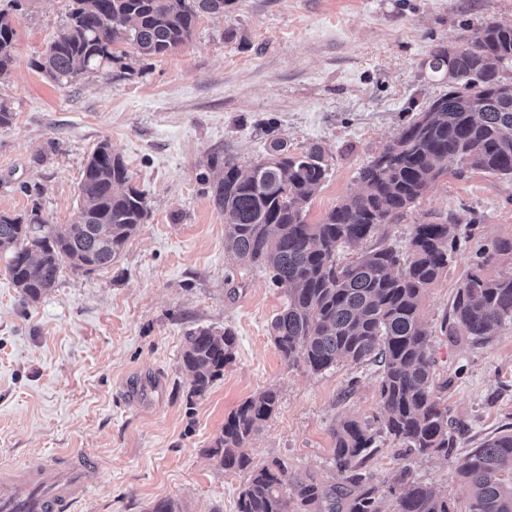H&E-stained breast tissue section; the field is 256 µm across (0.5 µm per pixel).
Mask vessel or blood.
<instances>
[{
  "label": "vessel or blood",
  "instance_id": "vessel-or-blood-1",
  "mask_svg": "<svg viewBox=\"0 0 512 512\" xmlns=\"http://www.w3.org/2000/svg\"><path fill=\"white\" fill-rule=\"evenodd\" d=\"M89 457L57 456L18 471L0 473V512H72L86 493Z\"/></svg>",
  "mask_w": 512,
  "mask_h": 512
}]
</instances>
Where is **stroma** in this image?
I'll list each match as a JSON object with an SVG mask.
<instances>
[{"label":"stroma","mask_w":512,"mask_h":512,"mask_svg":"<svg viewBox=\"0 0 512 512\" xmlns=\"http://www.w3.org/2000/svg\"><path fill=\"white\" fill-rule=\"evenodd\" d=\"M68 5L0 0L17 31L0 78L15 114L0 129V212L37 204L52 222H72L82 170L105 141L148 215L112 267H64L34 304L22 303L0 258V472L82 452L96 467L75 512H151L161 500L181 512H236L247 475L224 471L210 450L227 417L270 389L276 407L247 452L257 465L284 462L286 487L312 481L340 503L356 495L333 462L332 430L352 417L376 433L366 469L383 512L395 510L389 487L402 472L465 512L457 460L512 428V325L475 343L451 341L441 323L476 250L512 238V179L447 171L389 227L387 244L401 249L428 222H452L457 240L422 306L456 446L421 456L381 433L375 366L340 362L315 374L283 361L271 322L285 293L226 251L224 214L200 175L217 152L245 166L276 139L297 151L318 146L329 171L306 220L321 222L363 191L361 169L447 92L428 71L431 53L481 24L511 25L512 0H232L172 54L132 52L125 68L61 84L34 63ZM197 327L236 337L202 395L182 365Z\"/></svg>","instance_id":"1"}]
</instances>
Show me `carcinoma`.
<instances>
[{
  "label": "carcinoma",
  "instance_id": "obj_1",
  "mask_svg": "<svg viewBox=\"0 0 512 512\" xmlns=\"http://www.w3.org/2000/svg\"><path fill=\"white\" fill-rule=\"evenodd\" d=\"M229 0H69L67 21L35 67L53 81L76 82L90 71L123 60L117 46L129 44L146 57L164 56L191 39L204 15H222ZM16 30L0 14V77L13 63ZM512 62V25L484 23L462 43L448 92L437 109L417 114L361 171L365 189L334 206L317 224L306 207L326 180L327 160L317 146L293 152L282 140L263 158L242 167L231 156L211 155L200 179L224 212L227 247L240 264L261 265L286 294L273 318V344L281 358L320 373L340 361L380 368L382 426L394 442L420 454L454 447L448 406L437 396L428 331L421 317L425 293L448 269L450 227L418 224L402 255L380 244L346 264L337 250H354L385 234L447 170L512 178V95L501 94L500 65ZM429 69L448 70L444 48ZM104 141L88 157L78 186L77 213L54 224L34 207L24 215L0 213V256L22 300L36 303L58 282L63 264L91 273L122 254L147 214L143 194L130 183L121 157ZM512 254V240L481 246L474 269L457 288L450 336L485 340L512 324V271L495 276L485 267ZM235 337L198 327L186 335L182 355L193 393L205 394L232 360ZM267 390L245 400L224 422L212 452L228 472L248 480L237 512H308L329 498L315 483L283 486L285 466L252 465L244 451L275 409ZM333 460L346 481L360 485L374 435L357 420L336 423ZM456 472L469 488L466 512H512V431L470 449ZM348 512H381L375 489L361 491ZM396 512H452L448 498L415 483L396 499Z\"/></svg>",
  "mask_w": 512,
  "mask_h": 512
}]
</instances>
